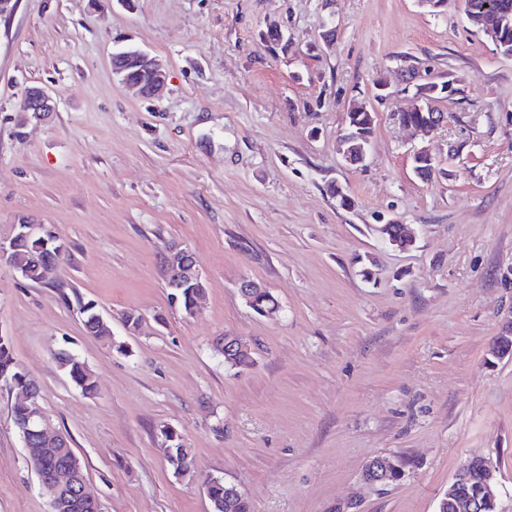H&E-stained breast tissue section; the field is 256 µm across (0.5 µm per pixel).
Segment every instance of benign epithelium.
Returning <instances> with one entry per match:
<instances>
[{
    "label": "benign epithelium",
    "instance_id": "7a95c632",
    "mask_svg": "<svg viewBox=\"0 0 512 512\" xmlns=\"http://www.w3.org/2000/svg\"><path fill=\"white\" fill-rule=\"evenodd\" d=\"M112 70L122 84L138 92L143 98L155 99L162 95L167 85V71L158 59L150 56L145 51L127 46L112 54ZM55 111V101L50 93L43 87H29L24 93L23 112L39 119ZM412 160L414 172L419 177H424V168L421 164L428 165L429 171L436 172V160L428 151L421 147L413 151ZM45 225L38 224L27 218H21L12 224V231L6 236L0 237V264L10 268L17 274L24 273L23 266L18 258L17 243L22 239L40 237V244L47 252L60 253L62 247L60 241L44 235ZM382 234L388 242L402 250L413 246L415 239L407 230H399V225L390 222L380 227ZM193 254V250L180 243H169L164 249L165 278L170 283L172 292H177L184 284H192L200 289V295H205L204 279L201 274L200 260L189 263L186 256ZM213 345L224 355L235 357L249 351L247 342L240 336L226 334L213 342ZM28 402V415L26 423L18 424L22 431V443L27 455L33 454L31 441L37 439L46 445L61 446L65 443L62 434L51 429L45 414L36 407L39 391L30 388L22 393ZM392 460L386 457H376L366 467L364 477L371 484H385L390 477L389 466ZM42 489L49 498V512H64L69 508H78L96 503L86 490V481L79 475V461L76 456H71L63 465L54 464L53 457H44L35 467ZM469 472L461 470L456 473L448 484V503L456 512H484L490 505L498 504L500 488L496 468L484 459L480 468V481L475 495H464L459 491V486L467 481ZM70 491V499L65 501L61 493Z\"/></svg>",
    "mask_w": 512,
    "mask_h": 512
}]
</instances>
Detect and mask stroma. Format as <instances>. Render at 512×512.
<instances>
[{
    "instance_id": "35a3bbf8",
    "label": "stroma",
    "mask_w": 512,
    "mask_h": 512,
    "mask_svg": "<svg viewBox=\"0 0 512 512\" xmlns=\"http://www.w3.org/2000/svg\"><path fill=\"white\" fill-rule=\"evenodd\" d=\"M272 24L287 47L267 46ZM120 39L163 61L161 99L114 77ZM450 77L444 127L398 125L417 85ZM29 86L55 112L26 118ZM356 105L374 132L351 165L337 139ZM421 146L440 169L426 180ZM22 217L69 257L54 287L0 265V333L101 512H211V476L250 512H436L475 456L512 512V359L493 354L512 321V58L462 0H18L0 21V234ZM390 219L415 230L413 247L379 236ZM171 241L201 260L193 317L168 300ZM245 278L274 295L275 316L246 305ZM72 292L118 335L122 311L141 314L128 353L84 331ZM224 334L247 341L249 366L214 353ZM62 350L95 394L72 384ZM14 402L0 383V512H49ZM167 427L191 448L192 477L170 468ZM378 456L405 460L404 477L367 483ZM58 360L77 389L85 395H92L96 392L97 382L81 361L65 352L61 353Z\"/></svg>"
}]
</instances>
